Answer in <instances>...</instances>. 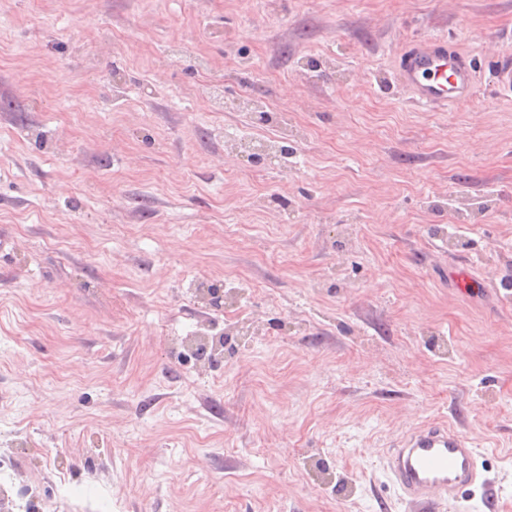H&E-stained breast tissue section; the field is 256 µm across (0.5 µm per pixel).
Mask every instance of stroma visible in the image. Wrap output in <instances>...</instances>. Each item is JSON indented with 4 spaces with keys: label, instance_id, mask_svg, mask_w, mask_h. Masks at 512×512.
Wrapping results in <instances>:
<instances>
[{
    "label": "stroma",
    "instance_id": "35a3bbf8",
    "mask_svg": "<svg viewBox=\"0 0 512 512\" xmlns=\"http://www.w3.org/2000/svg\"><path fill=\"white\" fill-rule=\"evenodd\" d=\"M427 35L512 0H0V512H409L443 421L512 512V96ZM479 61L443 36L415 39L395 58L394 77L424 108L448 109L467 102L479 77Z\"/></svg>",
    "mask_w": 512,
    "mask_h": 512
}]
</instances>
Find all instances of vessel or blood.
I'll use <instances>...</instances> for the list:
<instances>
[{
  "mask_svg": "<svg viewBox=\"0 0 512 512\" xmlns=\"http://www.w3.org/2000/svg\"><path fill=\"white\" fill-rule=\"evenodd\" d=\"M394 77L411 100L424 108L448 110L467 102L479 77V61L470 52L433 36L409 43L395 58ZM495 87L512 94V54L491 64ZM479 452L454 426L430 423L401 436L387 457L392 484L418 512L457 500L460 493L486 484Z\"/></svg>",
  "mask_w": 512,
  "mask_h": 512,
  "instance_id": "1",
  "label": "vessel or blood"
}]
</instances>
